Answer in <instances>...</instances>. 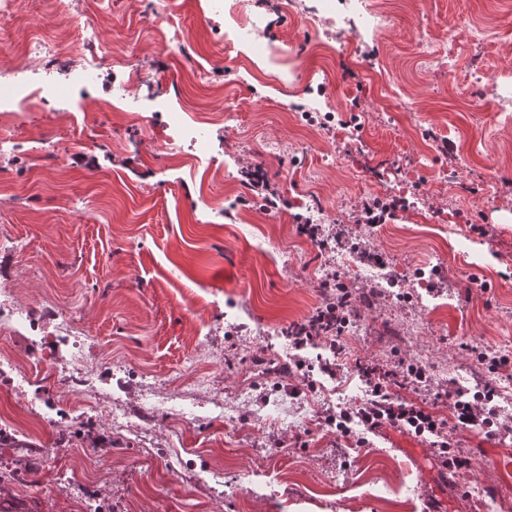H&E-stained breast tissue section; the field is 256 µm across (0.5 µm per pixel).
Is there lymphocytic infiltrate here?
<instances>
[{"label":"lymphocytic infiltrate","instance_id":"f902f5d3","mask_svg":"<svg viewBox=\"0 0 512 512\" xmlns=\"http://www.w3.org/2000/svg\"><path fill=\"white\" fill-rule=\"evenodd\" d=\"M347 316L338 303H331L316 312L307 322L298 324L293 336L295 346L301 347L318 337L322 330H331L329 349L335 358H342L345 351V325ZM368 387V399L356 410L340 411L336 428L343 434H350L351 423L363 426L366 432L372 433L382 426L410 432L412 435L427 441L435 450V458L447 470H460L468 466L466 457L456 452L455 445L448 438V427L437 418L433 409L448 401V395L437 392L429 402L418 405L400 399L398 388L404 387L408 381L422 380L423 369L407 365L405 370L384 371L366 363H357ZM491 394L475 396L474 400H449L453 403V415L458 425L468 427L492 439L497 435V412L490 402Z\"/></svg>","mask_w":512,"mask_h":512}]
</instances>
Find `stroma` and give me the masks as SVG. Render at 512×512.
<instances>
[{
	"label": "stroma",
	"mask_w": 512,
	"mask_h": 512,
	"mask_svg": "<svg viewBox=\"0 0 512 512\" xmlns=\"http://www.w3.org/2000/svg\"><path fill=\"white\" fill-rule=\"evenodd\" d=\"M382 3L351 37L316 0H171V24L98 0L83 51L111 64L85 84L70 58L64 99L0 112V310L23 317L0 324V512H512V362L488 370L512 350V0ZM244 10L263 54L235 38ZM39 32L70 37L56 0H16L0 81L40 71ZM386 179L407 205L367 227ZM353 250L359 277L336 265ZM334 272L377 295L328 375L327 342L297 351L286 330ZM63 321L95 361L54 342ZM355 359L421 367L412 401L494 386L503 429L457 428L453 474L391 427L343 436ZM76 367L88 385H67Z\"/></svg>",
	"instance_id": "obj_1"
}]
</instances>
